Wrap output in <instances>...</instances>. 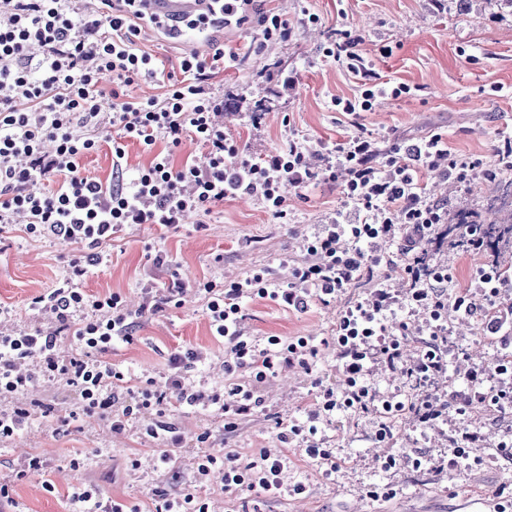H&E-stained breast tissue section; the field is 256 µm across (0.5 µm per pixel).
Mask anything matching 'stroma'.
I'll use <instances>...</instances> for the list:
<instances>
[{
	"instance_id": "stroma-1",
	"label": "stroma",
	"mask_w": 512,
	"mask_h": 512,
	"mask_svg": "<svg viewBox=\"0 0 512 512\" xmlns=\"http://www.w3.org/2000/svg\"><path fill=\"white\" fill-rule=\"evenodd\" d=\"M265 5L288 19L290 38L269 42L255 54L247 50L257 37L255 29L230 26L217 34L221 43L239 52L232 68L209 79L235 106L224 116L230 136L259 156L292 136L333 143L358 127L384 147L439 132L454 151L478 159L497 176L467 186L434 174L424 176L431 199L445 206L452 218L463 213L482 224H499L512 216V206L500 200L503 186L512 182V169L502 168L495 152L500 140L512 136V10L498 0H266ZM305 9L318 15L317 25L301 24ZM339 29L359 37L360 53L382 80L410 86L411 95L376 99L369 111L355 117L334 110L332 98L361 93L358 78L323 57L324 46ZM139 46L174 73L185 52L208 49L204 35L188 31L173 39L148 22L142 25ZM384 46L391 47L390 56L381 55ZM258 102L265 103V110L255 111ZM286 197L288 216L283 220L244 195L216 204L208 214H191L174 228L133 224L115 234L104 246L107 261L94 267L83 283L87 293L120 294L134 310L144 284H152L160 297L177 282L187 283L189 289L181 307L139 317L133 343L115 344L107 359L128 376L145 375L161 385L170 354L191 348L202 357L189 371V383L198 388L223 385L224 347L211 332L204 294L195 290V283L227 285L263 267L279 281H289L303 257L301 236L329 223L346 203L337 182L292 187ZM87 251L80 242L29 234L21 224L0 229V308L11 313L6 329L47 326L50 318L34 306V298L57 288L69 259ZM380 251L387 262L379 266L377 277L356 280L329 303L316 302L297 312L267 299L246 302L247 333L259 338L314 337L321 343L316 369L325 384H337L331 338L339 311L378 287L381 278H388L392 288L404 286L395 264L398 243H384ZM448 342V370L432 384L439 395L465 388L458 367L486 364L495 355L476 320L449 323ZM261 393L264 410L242 419L229 439L213 413L173 406L165 420L184 442L170 450L146 434L143 416L130 420L119 434L96 418L58 434L49 421L36 417L20 437L0 445V478L10 476L26 457L44 462V471L30 474L15 488L20 512H66L68 493L84 482L96 484L107 498L144 510L155 493L174 494L192 481L202 450L228 447L247 455L256 448L279 447V425L299 419L314 398L311 379L300 370L281 372ZM462 424L483 436L470 450L474 466L412 467L410 460L417 454L435 459L446 454L449 436ZM375 430L373 414L338 415L326 441L346 465L329 476L306 461L296 443H289L286 481L304 482L306 494L265 500L251 492L225 491L218 478L199 487L197 494L208 512H235L242 506L257 512H512V457L497 448L512 435V411L465 417L452 413L446 424L432 430L421 429L412 416L404 415L384 442L378 441ZM205 431L211 438L203 445L197 437ZM164 451L180 481L154 470L155 458ZM389 455L397 464L386 469L382 461ZM130 457L139 460L138 470L127 468ZM74 458L84 459V469H71ZM372 486L387 487L388 497H370L367 490Z\"/></svg>"
}]
</instances>
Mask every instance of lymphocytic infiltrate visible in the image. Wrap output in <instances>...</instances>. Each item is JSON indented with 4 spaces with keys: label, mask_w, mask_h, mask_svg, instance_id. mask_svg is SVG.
Instances as JSON below:
<instances>
[{
    "label": "lymphocytic infiltrate",
    "mask_w": 512,
    "mask_h": 512,
    "mask_svg": "<svg viewBox=\"0 0 512 512\" xmlns=\"http://www.w3.org/2000/svg\"><path fill=\"white\" fill-rule=\"evenodd\" d=\"M149 15L147 0H100L99 8L79 9L75 0H0V224L24 218L26 229L37 236L84 241L89 253L73 258L58 288L39 302L55 314L62 328L77 340L75 349L60 351L57 331L0 332V398L28 393L42 379L64 377L79 396L77 411L58 418L65 427L83 418L108 420L112 431H123L132 416L153 412L147 427L160 437L166 451L161 468H168L169 449L181 447L182 437L166 426L168 407L179 403L218 412L225 433H234L241 419L262 409L260 389L283 368L311 372L319 349L311 338L268 337L258 344L247 335L242 308L248 299H269L279 306L307 311L314 301L336 296L356 279L373 275L381 262L376 244L382 238L400 241L404 295L380 286L356 299L336 322V361L339 388L315 379L316 401L305 411L301 424L279 432L282 443L300 439L305 456L326 473L340 463L326 448L324 425L337 413L400 411L398 401L381 397L368 382L375 369L406 376L425 389L442 373L441 337L449 315L480 316L486 336L496 347L493 365L468 369L466 390L441 399L421 395L411 412L417 423L431 427L442 421L448 408L458 414L493 402L512 406V390L479 395L485 381H512V306L500 301L508 276L496 265L476 272L473 284L448 295L447 269L430 266L422 255L440 240V224L446 223L443 206L432 201L420 182L429 171L468 184L496 172L479 160L456 156L442 134L413 144L384 149L357 132L330 145L322 140L288 138L272 154L256 158L228 138L218 117L224 101L208 85L211 75L231 68L237 55L212 45L210 51L184 54L179 74L167 73L163 64L138 46L141 22ZM166 32L186 27L217 32L235 25L258 27L264 40L287 39L288 22L257 0H209L206 9L188 19L157 18ZM359 38L337 33L323 50L324 58L345 64L360 77L365 88L360 96L343 100L342 110L356 115L371 108L378 97H400L406 85L372 82L358 51ZM111 87H104V76ZM160 82L162 97L128 99L126 89L139 80ZM89 128L90 136L74 135V126ZM137 141L153 158L135 178L123 177L125 151L111 140L112 131ZM193 134L208 147L205 164L175 163L174 151L185 134ZM112 144L111 188L84 176L81 158L101 143ZM52 151H45V143ZM343 181V194L355 213L337 211L331 223L306 238V256L293 271L287 286L271 284L269 272L260 269L244 280L219 288L204 286L206 310L214 335L224 342L222 390L186 385V374L200 354L189 349L170 355L163 388L125 385L126 376L104 355L115 343L133 342L134 312L121 296H92L83 281L103 260L100 246L129 224L171 227L185 214L239 195L259 199L274 218H285L283 184L307 186L318 181ZM423 312L426 338L418 352L405 357V322L392 320L396 307ZM247 382H238L239 373ZM280 447L260 448L242 457L233 448L203 452L194 472L201 484L222 474L225 490H246L267 499L287 491L301 494L305 484L287 486V457Z\"/></svg>",
    "instance_id": "lymphocytic-infiltrate-1"
}]
</instances>
